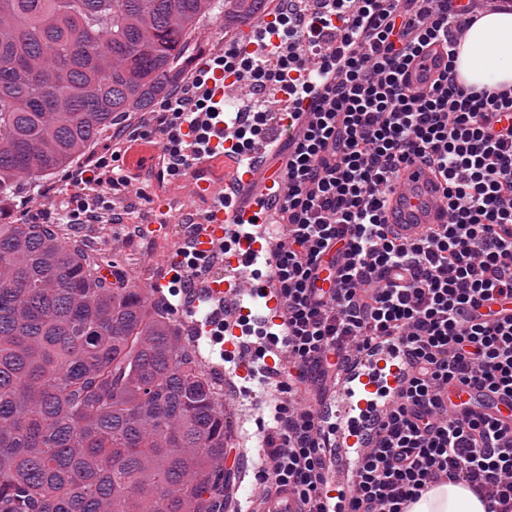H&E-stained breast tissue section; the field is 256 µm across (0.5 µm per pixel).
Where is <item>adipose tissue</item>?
<instances>
[{"label": "adipose tissue", "mask_w": 512, "mask_h": 512, "mask_svg": "<svg viewBox=\"0 0 512 512\" xmlns=\"http://www.w3.org/2000/svg\"><path fill=\"white\" fill-rule=\"evenodd\" d=\"M457 70L469 85H512V12L487 13L469 28ZM409 512H486V505L466 485L444 484L429 489Z\"/></svg>", "instance_id": "obj_1"}]
</instances>
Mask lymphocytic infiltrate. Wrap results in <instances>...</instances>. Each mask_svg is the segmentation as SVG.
<instances>
[{"instance_id": "obj_1", "label": "lymphocytic infiltrate", "mask_w": 512, "mask_h": 512, "mask_svg": "<svg viewBox=\"0 0 512 512\" xmlns=\"http://www.w3.org/2000/svg\"><path fill=\"white\" fill-rule=\"evenodd\" d=\"M479 10L454 0H325L308 18L276 15L255 50L234 46L214 67L246 73L249 91L275 86L311 97V115L283 157L277 208L287 233L274 274L285 307L288 349L278 406L266 436L267 492L294 495L298 512H326L329 467L323 418L297 396L339 370L345 354L402 340L412 373L374 434L349 512H408L430 488L464 483L487 512H512V438L499 421L450 418L449 381L512 398V316L489 303L512 299V86L463 84L457 49ZM447 61L431 83L412 88L410 71L429 48ZM207 70L170 94L154 120L165 145L161 176L215 160L200 114L216 110ZM193 140H185L183 127ZM427 164L442 180L448 220L419 238L392 235L385 197L401 169ZM78 190L56 203L64 224L102 222L106 198L130 183L104 161L80 169ZM336 254L331 294L312 286L322 257Z\"/></svg>"}]
</instances>
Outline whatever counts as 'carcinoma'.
I'll use <instances>...</instances> for the list:
<instances>
[{
	"instance_id": "carcinoma-1",
	"label": "carcinoma",
	"mask_w": 512,
	"mask_h": 512,
	"mask_svg": "<svg viewBox=\"0 0 512 512\" xmlns=\"http://www.w3.org/2000/svg\"><path fill=\"white\" fill-rule=\"evenodd\" d=\"M218 0H0V204L175 85ZM106 254L0 224V512H217L224 406L190 334Z\"/></svg>"
}]
</instances>
